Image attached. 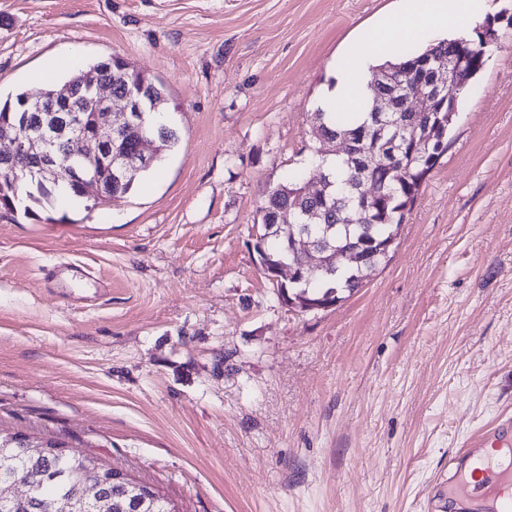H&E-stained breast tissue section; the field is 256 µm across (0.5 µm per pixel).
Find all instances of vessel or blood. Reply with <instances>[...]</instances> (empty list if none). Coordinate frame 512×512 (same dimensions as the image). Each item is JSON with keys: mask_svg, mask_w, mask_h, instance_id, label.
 <instances>
[{"mask_svg": "<svg viewBox=\"0 0 512 512\" xmlns=\"http://www.w3.org/2000/svg\"><path fill=\"white\" fill-rule=\"evenodd\" d=\"M484 440L459 449L448 461L449 512H512V496L504 490L512 487V462H483L476 482H469L466 470L475 461H483Z\"/></svg>", "mask_w": 512, "mask_h": 512, "instance_id": "b4317fda", "label": "vessel or blood"}]
</instances>
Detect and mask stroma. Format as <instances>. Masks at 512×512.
<instances>
[{
    "mask_svg": "<svg viewBox=\"0 0 512 512\" xmlns=\"http://www.w3.org/2000/svg\"><path fill=\"white\" fill-rule=\"evenodd\" d=\"M398 0H0V97L67 48L164 85L177 148L112 204L0 209V428L179 512H446L448 456L512 419V36L460 97L386 261L282 304L264 191L313 181L318 99Z\"/></svg>",
    "mask_w": 512,
    "mask_h": 512,
    "instance_id": "obj_1",
    "label": "stroma"
}]
</instances>
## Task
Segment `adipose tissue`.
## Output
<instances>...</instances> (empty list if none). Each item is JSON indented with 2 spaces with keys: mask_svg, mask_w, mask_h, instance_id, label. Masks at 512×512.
Listing matches in <instances>:
<instances>
[{
  "mask_svg": "<svg viewBox=\"0 0 512 512\" xmlns=\"http://www.w3.org/2000/svg\"><path fill=\"white\" fill-rule=\"evenodd\" d=\"M486 0H404L400 12L383 23L360 43L336 74L334 85L326 87L319 104L331 112L337 103L363 105L367 97L368 68L387 56L392 44H418L427 34L443 33L448 28L464 30L468 23L483 16Z\"/></svg>",
  "mask_w": 512,
  "mask_h": 512,
  "instance_id": "1",
  "label": "adipose tissue"
}]
</instances>
